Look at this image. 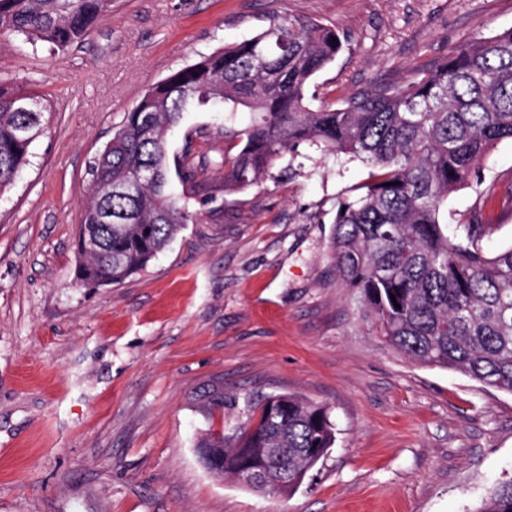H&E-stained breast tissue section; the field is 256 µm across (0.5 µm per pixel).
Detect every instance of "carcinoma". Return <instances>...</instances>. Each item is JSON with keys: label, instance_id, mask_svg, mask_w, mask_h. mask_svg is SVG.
Returning <instances> with one entry per match:
<instances>
[{"label": "carcinoma", "instance_id": "obj_1", "mask_svg": "<svg viewBox=\"0 0 512 512\" xmlns=\"http://www.w3.org/2000/svg\"><path fill=\"white\" fill-rule=\"evenodd\" d=\"M112 13V0H0V40L22 35L63 51ZM336 28L303 17H271L264 29L200 56L149 88L126 113L90 168L77 279L119 285L143 269L187 222L169 191L208 164L189 137L169 163L167 133L192 107L222 103L254 113L224 127V191L271 176L306 146L358 160L367 177L336 201L331 249L359 313L391 351L512 393V245L489 256L476 214L448 234L444 206L483 183V162L512 140V28L474 37L403 87L360 90L311 107L327 93L316 74L342 51ZM198 76H193V73ZM31 110L19 111L22 102ZM43 97L0 83V192L28 164L44 132ZM336 428L328 409L292 395L270 396L248 424L200 439L235 474L261 448L288 449V493L328 454ZM471 512H512V478L497 481Z\"/></svg>", "mask_w": 512, "mask_h": 512}]
</instances>
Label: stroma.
I'll list each match as a JSON object with an SVG mask.
<instances>
[{
  "label": "stroma",
  "instance_id": "35a3bbf8",
  "mask_svg": "<svg viewBox=\"0 0 512 512\" xmlns=\"http://www.w3.org/2000/svg\"><path fill=\"white\" fill-rule=\"evenodd\" d=\"M276 15L346 35L314 79L335 102L511 28L512 0H112L67 50L0 43V81L52 107L0 193V512H468L512 475V394L393 353L336 274V200L365 177L359 162L304 149L293 170L227 193L223 111L186 112L168 152L206 135L198 220L122 284L76 282L89 169L126 112ZM476 209L484 250L512 245L511 141L479 190L449 198V225ZM283 394L325 406L336 428L299 488L210 474L200 438Z\"/></svg>",
  "mask_w": 512,
  "mask_h": 512
}]
</instances>
